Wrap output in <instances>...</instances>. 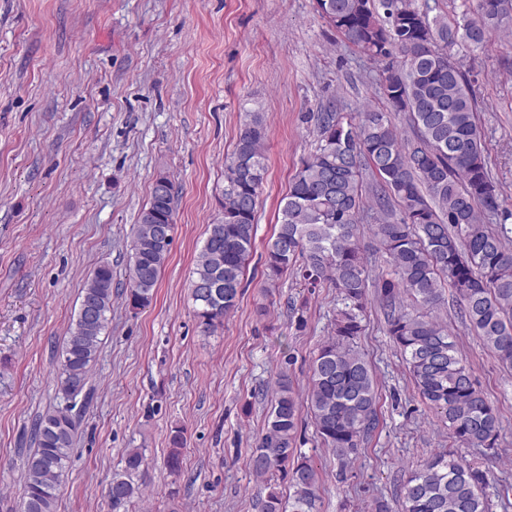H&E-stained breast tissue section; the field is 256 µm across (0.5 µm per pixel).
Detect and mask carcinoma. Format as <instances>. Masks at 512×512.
Returning a JSON list of instances; mask_svg holds the SVG:
<instances>
[{
  "instance_id": "obj_1",
  "label": "carcinoma",
  "mask_w": 512,
  "mask_h": 512,
  "mask_svg": "<svg viewBox=\"0 0 512 512\" xmlns=\"http://www.w3.org/2000/svg\"><path fill=\"white\" fill-rule=\"evenodd\" d=\"M316 3L321 17L363 55L397 63H388L378 78L389 111L364 109L352 116L328 107L313 114L317 146L296 168L279 204L277 231L265 247L266 290L291 272L310 291L336 289V317L312 362L307 410L343 466L374 429L376 382L356 349L372 286L388 335L448 434L492 450L500 432L497 410L477 388L454 334L433 313L444 302L442 288H454L465 327L512 369V238L506 225H486V216L498 214L499 189L462 64L493 35L512 29V0H476L475 9L464 10L452 24L409 0ZM393 112L407 114L411 134L397 129ZM267 130L263 113H245L235 149L224 161L219 214L208 225L190 283L194 316L205 333L223 327L236 309L254 252ZM366 174L378 186L372 231L388 265L381 272L358 243ZM175 215L174 184L160 173L131 232L125 302L134 312L154 298L171 252ZM111 312L112 265L101 263L86 279L59 354L66 396L85 387ZM270 403L249 460L266 482L261 512H319V475L312 458L296 448L301 408L287 372L277 374ZM77 430L70 409L39 417L21 512H54ZM170 445L167 464L177 473L184 429L172 431ZM281 475L290 477L293 488L288 502L278 491ZM143 482V450L131 448L106 489L112 512H128ZM487 486L481 465L450 452L435 454L402 484V512H490Z\"/></svg>"
}]
</instances>
